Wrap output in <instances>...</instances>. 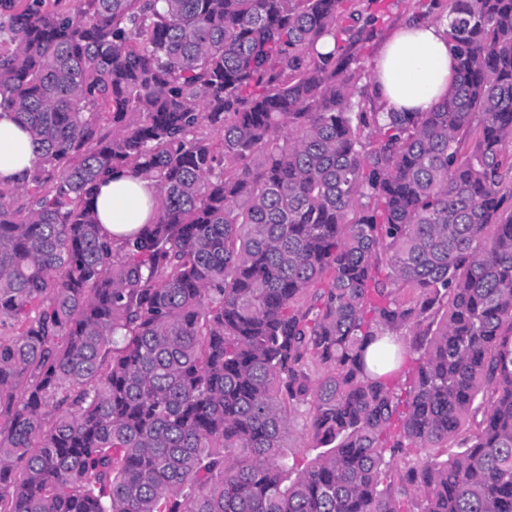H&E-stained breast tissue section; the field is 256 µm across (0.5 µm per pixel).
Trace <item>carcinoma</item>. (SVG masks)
<instances>
[{"mask_svg":"<svg viewBox=\"0 0 512 512\" xmlns=\"http://www.w3.org/2000/svg\"><path fill=\"white\" fill-rule=\"evenodd\" d=\"M350 2L0 0V512H512V0H431L452 83L386 114ZM33 153L28 135L16 124L13 113L0 109V174L17 181L31 167ZM156 194L152 181L114 171L99 182L89 204L97 213L103 232L115 246H120L124 238L154 221ZM303 418L297 417L294 421L293 435L287 442V452L289 457H294L302 466H304L317 452L310 448V441L302 433Z\"/></svg>","mask_w":512,"mask_h":512,"instance_id":"cac0c4a2","label":"carcinoma"}]
</instances>
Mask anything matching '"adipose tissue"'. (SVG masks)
<instances>
[{
    "label": "adipose tissue",
    "mask_w": 512,
    "mask_h": 512,
    "mask_svg": "<svg viewBox=\"0 0 512 512\" xmlns=\"http://www.w3.org/2000/svg\"><path fill=\"white\" fill-rule=\"evenodd\" d=\"M454 57L442 26L411 22L381 46L371 67L382 112H426L446 94ZM33 153L28 135L11 111L0 109V176L21 179ZM157 189L147 179L115 171L101 180L90 200L104 233L114 245L154 220Z\"/></svg>",
    "instance_id": "adipose-tissue-1"
}]
</instances>
